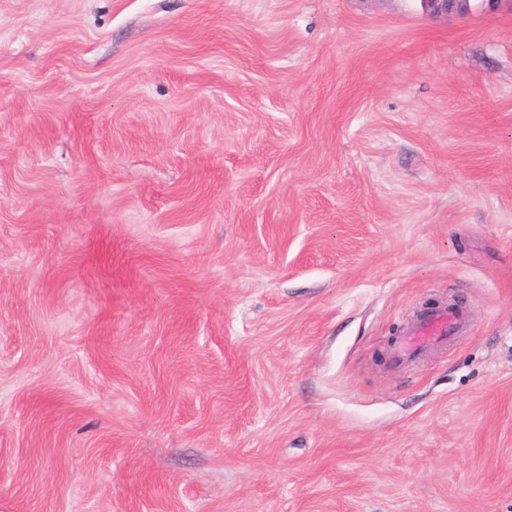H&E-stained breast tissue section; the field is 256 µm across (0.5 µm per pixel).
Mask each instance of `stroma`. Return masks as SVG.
<instances>
[{"label":"stroma","mask_w":512,"mask_h":512,"mask_svg":"<svg viewBox=\"0 0 512 512\" xmlns=\"http://www.w3.org/2000/svg\"><path fill=\"white\" fill-rule=\"evenodd\" d=\"M0 512H512V11L0 0ZM466 327V315L459 308L447 305L428 309L403 331L393 351V362L400 364L446 344Z\"/></svg>","instance_id":"1"}]
</instances>
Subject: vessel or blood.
Segmentation results:
<instances>
[{"mask_svg":"<svg viewBox=\"0 0 512 512\" xmlns=\"http://www.w3.org/2000/svg\"><path fill=\"white\" fill-rule=\"evenodd\" d=\"M465 313L453 306H439L426 310L402 333L394 351V362L401 363L435 346L449 342L465 332Z\"/></svg>","mask_w":512,"mask_h":512,"instance_id":"b4317fda","label":"vessel or blood"}]
</instances>
